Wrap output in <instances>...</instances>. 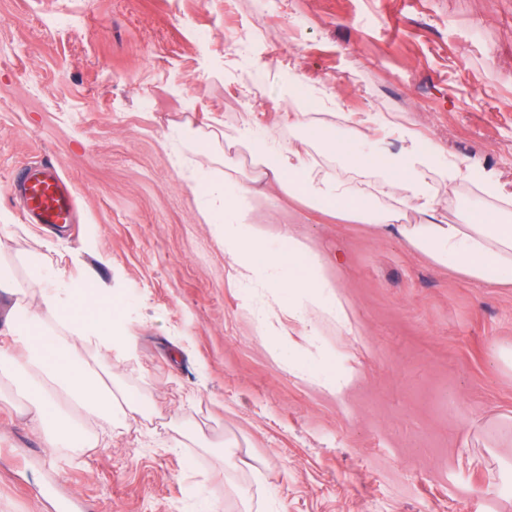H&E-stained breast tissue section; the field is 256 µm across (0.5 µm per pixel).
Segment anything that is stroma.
Returning a JSON list of instances; mask_svg holds the SVG:
<instances>
[{
	"label": "stroma",
	"mask_w": 512,
	"mask_h": 512,
	"mask_svg": "<svg viewBox=\"0 0 512 512\" xmlns=\"http://www.w3.org/2000/svg\"><path fill=\"white\" fill-rule=\"evenodd\" d=\"M287 91L340 138L371 118L396 152L400 126L512 192V0H0V255L51 241L66 275L122 298L130 349L99 361L146 404L109 447L52 449L6 389L0 512H48L50 486L89 512H512V285L260 179L243 123L311 152ZM183 126L214 134L210 154L172 142ZM41 159L75 197L67 229L13 193ZM194 173L258 186L240 200L256 238L302 235L326 261L353 332L282 323L356 370L344 399L271 356L263 291L239 284ZM188 425L200 445L173 447Z\"/></svg>",
	"instance_id": "stroma-1"
}]
</instances>
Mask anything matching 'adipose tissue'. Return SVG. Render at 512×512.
<instances>
[{
    "label": "adipose tissue",
    "instance_id": "adipose-tissue-1",
    "mask_svg": "<svg viewBox=\"0 0 512 512\" xmlns=\"http://www.w3.org/2000/svg\"><path fill=\"white\" fill-rule=\"evenodd\" d=\"M311 145L331 150L337 174L320 171L296 148L271 134L244 126L238 142L289 192L304 195L313 207L337 218L375 226L395 225L416 251L451 267L466 279L489 286L512 284V208L467 210L459 223L444 219L433 197L430 173L436 150L420 151L408 132H400V153H388L369 142L359 128L336 138L328 126H302ZM204 215L224 243V251L247 284L262 285L273 304L258 318L260 335L274 358L300 367L276 309L287 301L288 315L310 324L312 315L331 320L337 329H352V310L324 274V260L306 238L289 236L285 246L260 242L238 209V194L226 182H205ZM414 204L415 223H401L402 208ZM26 272L18 280L0 262V297L13 303L0 312V382L19 384L32 427L50 448L107 447L106 436L88 437L82 421L100 418L117 424L139 415L141 396L116 386L111 369H94L101 352L127 349L131 338L123 320V304L109 288L65 276L43 253L20 259ZM35 296L30 308L26 296Z\"/></svg>",
    "mask_w": 512,
    "mask_h": 512
}]
</instances>
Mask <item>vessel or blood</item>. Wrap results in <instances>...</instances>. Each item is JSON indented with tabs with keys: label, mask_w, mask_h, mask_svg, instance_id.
I'll list each match as a JSON object with an SVG mask.
<instances>
[{
	"label": "vessel or blood",
	"mask_w": 512,
	"mask_h": 512,
	"mask_svg": "<svg viewBox=\"0 0 512 512\" xmlns=\"http://www.w3.org/2000/svg\"><path fill=\"white\" fill-rule=\"evenodd\" d=\"M25 210L37 223L63 226L71 223L74 200L51 164L34 162L19 181Z\"/></svg>",
	"instance_id": "1"
}]
</instances>
